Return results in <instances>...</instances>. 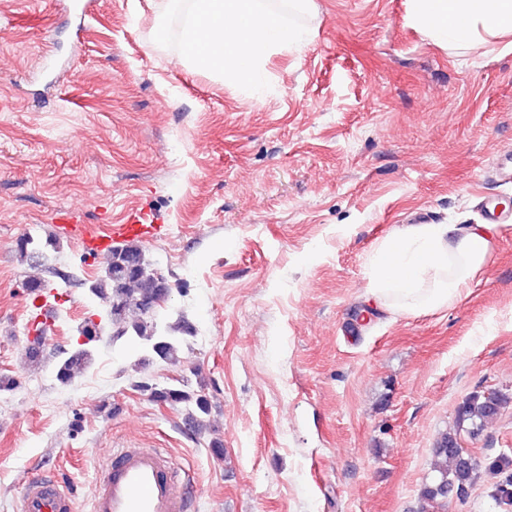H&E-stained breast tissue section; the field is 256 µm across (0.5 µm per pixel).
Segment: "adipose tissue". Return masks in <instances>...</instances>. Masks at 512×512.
Masks as SVG:
<instances>
[{
  "label": "adipose tissue",
  "mask_w": 512,
  "mask_h": 512,
  "mask_svg": "<svg viewBox=\"0 0 512 512\" xmlns=\"http://www.w3.org/2000/svg\"><path fill=\"white\" fill-rule=\"evenodd\" d=\"M413 23L465 55L512 34V0H409ZM306 35L259 0H192L184 41L192 64L251 83L265 59ZM488 224H414L384 240L370 263L375 307L433 312L456 302L484 266Z\"/></svg>",
  "instance_id": "1"
}]
</instances>
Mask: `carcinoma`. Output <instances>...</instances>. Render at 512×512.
Returning a JSON list of instances; mask_svg holds the SVG:
<instances>
[{"instance_id":"1","label":"carcinoma","mask_w":512,"mask_h":512,"mask_svg":"<svg viewBox=\"0 0 512 512\" xmlns=\"http://www.w3.org/2000/svg\"><path fill=\"white\" fill-rule=\"evenodd\" d=\"M47 245L54 247L56 242L49 241L44 245L22 237L17 242V251L25 259H43ZM147 266L149 263L138 243H121L103 258L101 275L89 290L106 303L105 322L112 324V337L121 339L127 336L143 345L144 356L139 365L152 360L179 366L188 330L183 320L171 324L161 319L158 311L147 313L141 308L143 301L158 295L163 288L161 282L144 272ZM103 329V324L92 320L81 325L79 334L84 342L58 361L57 381L66 385L89 367L93 360L90 343L101 336ZM137 387L149 392L154 402L181 407L193 432L201 434L206 430L211 403L203 391L185 384L149 386L139 383ZM511 405L512 395L500 391L492 399L486 393L478 392L462 401L454 426L440 432L433 443L431 474L420 488V498L424 502L443 504L454 496L465 498L477 479L485 475L493 480L492 499L495 504L512 508V448L470 467L461 455L460 446L462 436H478L487 422L497 418Z\"/></svg>"}]
</instances>
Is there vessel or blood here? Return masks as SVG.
I'll list each match as a JSON object with an SVG mask.
<instances>
[{
	"mask_svg": "<svg viewBox=\"0 0 512 512\" xmlns=\"http://www.w3.org/2000/svg\"><path fill=\"white\" fill-rule=\"evenodd\" d=\"M482 209L488 223L512 220V210L497 196H485ZM58 232L77 238L84 254L97 258L114 243L162 236L167 227L156 223L151 211L132 208L118 224H62ZM20 503V512H75L74 494L49 474L29 478ZM190 508L189 492L174 459L142 445L113 451L96 479L91 503V512H189Z\"/></svg>",
	"mask_w": 512,
	"mask_h": 512,
	"instance_id": "1",
	"label": "vessel or blood"
}]
</instances>
